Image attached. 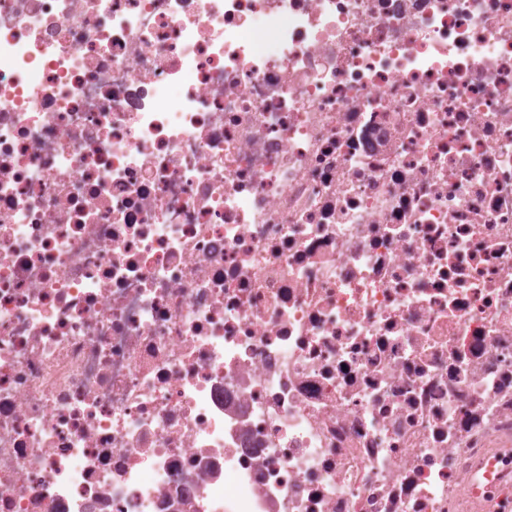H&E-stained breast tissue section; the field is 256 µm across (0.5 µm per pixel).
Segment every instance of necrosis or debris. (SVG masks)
Here are the masks:
<instances>
[{"label": "necrosis or debris", "mask_w": 512, "mask_h": 512, "mask_svg": "<svg viewBox=\"0 0 512 512\" xmlns=\"http://www.w3.org/2000/svg\"><path fill=\"white\" fill-rule=\"evenodd\" d=\"M0 512H512V0H0Z\"/></svg>", "instance_id": "necrosis-or-debris-1"}]
</instances>
